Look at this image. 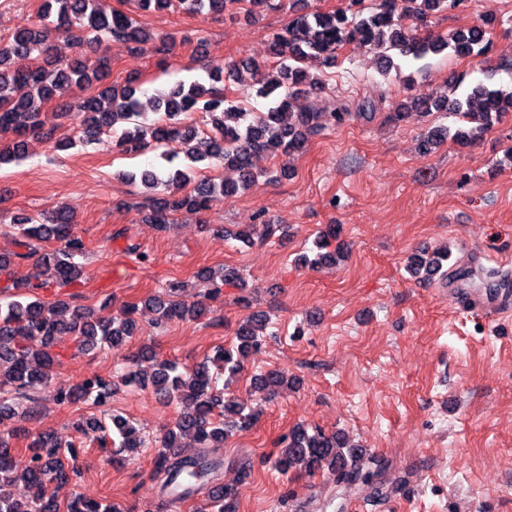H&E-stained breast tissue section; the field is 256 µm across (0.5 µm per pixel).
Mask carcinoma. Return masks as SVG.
<instances>
[{
	"label": "carcinoma",
	"mask_w": 512,
	"mask_h": 512,
	"mask_svg": "<svg viewBox=\"0 0 512 512\" xmlns=\"http://www.w3.org/2000/svg\"><path fill=\"white\" fill-rule=\"evenodd\" d=\"M244 2L253 16L269 7L271 0H137V5L147 14L182 9L222 15L229 6ZM363 2L348 0L345 7L332 13L313 11L306 2L293 4V19L288 27L269 37L270 56L275 59L272 70L265 72L259 62L246 59L211 72L213 84L208 88L196 81L180 80L151 100L152 110L159 117L147 124L142 121L144 108L137 95L138 79L130 77L122 85L110 82V64L102 55V44L112 40L134 51L152 40L159 63L163 64L172 53L173 42L152 35L122 12L107 9L103 0H44L34 18L18 26L9 37L0 38V161L21 157L30 137L54 139L55 129L45 128L42 120V109L48 102L74 89L94 87L93 94L76 104L65 102L59 107L60 118L74 112L81 117L80 133L85 142H99L102 135L110 133L113 147L127 154L178 140L187 159L219 160L238 175L233 182H216L197 180L179 169L141 172V183L156 190L146 220L165 232L175 214L201 213L218 197H231L248 189L255 181L259 157L287 158L300 151L312 135L350 120L372 117L374 104L368 100L359 103L354 112L343 104L330 112L308 108L309 94L322 86V81L319 75L310 73L305 63L313 61L320 70L334 68L338 51L351 41L384 54L388 65L391 57L386 52L391 50L415 59L445 49L458 57L485 56L489 51L491 13L483 23L458 29L446 37H419L408 24L412 18L457 8L464 0H378L368 13ZM48 21L68 33L79 49L97 53L96 61L87 63L82 53L66 61L52 58L43 32ZM16 58H36L42 63L15 68ZM245 72L254 80L256 96L268 101L267 111L250 112L227 95L230 82L243 81ZM460 85L459 81L452 84L451 98L430 94L401 105L391 115V120L401 121L409 108L428 114L446 106L460 121L469 124L453 133L445 127L432 129L420 143L423 153L431 152L448 138L475 143L512 112V85L477 83L462 92ZM196 113L202 114V129L185 121L186 116ZM13 224L16 250L0 252V277L4 278L0 294L7 298L0 303V394L11 395L17 405L0 404V512H119L114 504L103 505L82 495L64 504L31 498L27 494L30 487L45 481L67 482L77 475L65 464L66 454L77 455L76 442H63L51 432H40L28 445L27 453L18 458L9 439L15 419L35 420L40 416L35 393L61 364L59 354L53 351L58 339L72 337L75 350L84 354L103 344L119 348L135 334L136 307H128L116 317L58 299L63 289L76 283L75 258L85 251L69 209L59 207L46 224L28 215L13 218ZM52 240L58 247L42 250V245ZM32 256L37 257L36 270L20 287L11 280L13 260ZM449 257L448 251L436 252L430 258L421 252L413 253L408 257L407 268L413 276L428 279L442 270ZM217 278L243 282L237 268L226 266L217 274L211 271L203 277L212 289L199 300H184L183 284L173 281L165 293L150 297L144 305L156 312V325L160 327L196 320L210 312L208 301L219 294V287L214 285ZM265 325L262 315L249 316L236 331L237 346L220 349L214 358L206 357L183 372L157 360L153 351L142 349L137 361L149 364V369L131 370L123 376L124 382L149 386L159 398L183 406L174 423L159 437L154 474L163 492L182 501L193 498L204 482L217 484L215 494L198 512H237L235 489L218 486L224 463L208 458L205 449L223 445L230 435L247 431L258 420L257 411L246 413L235 402L224 400V393L215 388L209 362L217 363L218 370L227 374L225 383L232 382L243 370L249 353L261 346ZM255 381L270 397L288 384L287 377L276 370L258 375ZM112 391V381L90 375L59 393L58 402L91 401L102 417H92L80 427L81 442L105 446L113 434L118 439L115 453L120 455L142 447L144 439L129 420L108 414ZM187 438L193 440L194 446L185 449L183 440ZM368 462L367 452L345 435L310 431L298 425L280 439L274 465L284 474L299 471L312 475L326 469L338 483H366L372 477Z\"/></svg>",
	"instance_id": "1"
}]
</instances>
